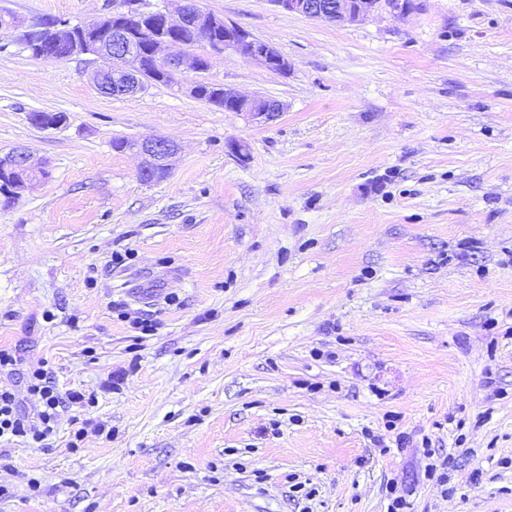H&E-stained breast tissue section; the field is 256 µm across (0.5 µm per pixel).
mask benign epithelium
I'll return each mask as SVG.
<instances>
[{"label": "benign epithelium", "instance_id": "obj_1", "mask_svg": "<svg viewBox=\"0 0 512 512\" xmlns=\"http://www.w3.org/2000/svg\"><path fill=\"white\" fill-rule=\"evenodd\" d=\"M178 20L171 19L167 9L140 7L136 0H112V12L80 25L58 23L47 28L50 45L42 47L23 40L34 24H25L11 12L0 13V31L14 30L24 47L36 59H49L56 50L66 55L88 56L93 65L89 79L104 95L115 93L134 97L159 80L172 86H181V75L187 71L204 73L209 69L203 47L213 53L233 51L245 61H259L266 68L288 71L286 60L273 46L255 37L248 30L224 18L201 9L197 0H179ZM279 9L305 17L335 23H353L366 19L383 7L393 11L407 9V0H271ZM135 23L150 42V55L154 68L146 66L139 56L136 44L128 39L112 37L126 33L130 23ZM194 28L198 41L187 45L177 40V33ZM214 92V97L223 98L224 105L237 114L248 116L261 124L271 121L281 112V105L263 96H247L222 84L199 81L190 85L189 94L196 96L201 89ZM33 125L41 129H57L65 125V114L53 117L30 118ZM127 150L144 158L140 177L147 182L165 178L172 167L177 148L173 142L157 136L131 139ZM45 164L37 163L25 147H15L0 153V194L11 199L20 197L27 182L39 175L47 177Z\"/></svg>", "mask_w": 512, "mask_h": 512}]
</instances>
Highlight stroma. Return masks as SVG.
<instances>
[{
  "label": "stroma",
  "mask_w": 512,
  "mask_h": 512,
  "mask_svg": "<svg viewBox=\"0 0 512 512\" xmlns=\"http://www.w3.org/2000/svg\"><path fill=\"white\" fill-rule=\"evenodd\" d=\"M198 4L287 59L205 75L274 120L191 97L193 72L108 98L85 58L0 33V152L50 172L0 199V346L93 398L48 447L0 440V512H388L391 486L512 512V0L341 24ZM1 7L77 24L112 0ZM144 136L179 147L161 181L114 147ZM202 88L213 91L215 98H224V105L219 109H225V112H235L237 114L246 115L251 121L257 124L271 121L281 111V105L276 100L258 95H243L235 89L225 87L224 84L207 81L195 82L188 88L189 94L197 96ZM205 92L206 91H202L197 99L215 106L212 104L211 97ZM226 106L232 107V110H227Z\"/></svg>",
  "instance_id": "35a3bbf8"
}]
</instances>
